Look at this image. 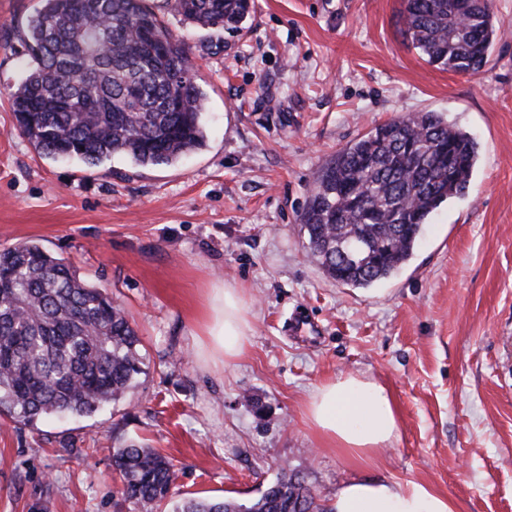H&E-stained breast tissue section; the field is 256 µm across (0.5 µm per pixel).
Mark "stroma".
<instances>
[{
    "label": "stroma",
    "instance_id": "obj_1",
    "mask_svg": "<svg viewBox=\"0 0 512 512\" xmlns=\"http://www.w3.org/2000/svg\"><path fill=\"white\" fill-rule=\"evenodd\" d=\"M479 75L426 62L400 33L404 0H254L239 29L187 25L206 145L177 163L89 168L38 154L7 95L32 64L18 32L39 0H0V249L25 241L105 289L141 338L144 373L96 415L0 422V512H138L112 448L144 438L172 460L173 499L258 497L291 468L322 503L361 480L424 482L458 512H512V0ZM433 111L479 161L429 218L408 264L354 288L299 232L320 169L350 141ZM243 290L244 353L197 337L212 289ZM386 388L392 444L355 462L304 418L323 383Z\"/></svg>",
    "mask_w": 512,
    "mask_h": 512
}]
</instances>
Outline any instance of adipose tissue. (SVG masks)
<instances>
[{
	"label": "adipose tissue",
	"instance_id": "adipose-tissue-1",
	"mask_svg": "<svg viewBox=\"0 0 512 512\" xmlns=\"http://www.w3.org/2000/svg\"><path fill=\"white\" fill-rule=\"evenodd\" d=\"M240 288L216 289L201 333L210 355L232 360L244 351L249 329ZM305 417L321 440L356 461L375 456L392 443L397 417L386 389L356 376L319 386L310 396ZM330 512H457L448 495L421 482L357 480L339 487L328 504Z\"/></svg>",
	"mask_w": 512,
	"mask_h": 512
}]
</instances>
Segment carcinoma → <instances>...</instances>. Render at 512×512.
<instances>
[{
  "label": "carcinoma",
  "mask_w": 512,
  "mask_h": 512,
  "mask_svg": "<svg viewBox=\"0 0 512 512\" xmlns=\"http://www.w3.org/2000/svg\"><path fill=\"white\" fill-rule=\"evenodd\" d=\"M193 25L236 28L250 0H167ZM164 37L152 50L145 33ZM403 32L426 61L476 75L496 28L491 0H405ZM33 65L9 91L20 131L51 159L87 166L121 156L168 165L201 148L204 97L183 41L147 0H42L19 32ZM479 147L436 112L354 139L321 169L300 215L307 252L338 284L367 288L411 258L429 216L468 190ZM0 417L33 426L91 416L142 373L141 339L104 290L34 242L0 251ZM125 497L144 512H328L297 470L246 504L171 503L173 464L145 441L113 448Z\"/></svg>",
  "instance_id": "obj_1"
}]
</instances>
